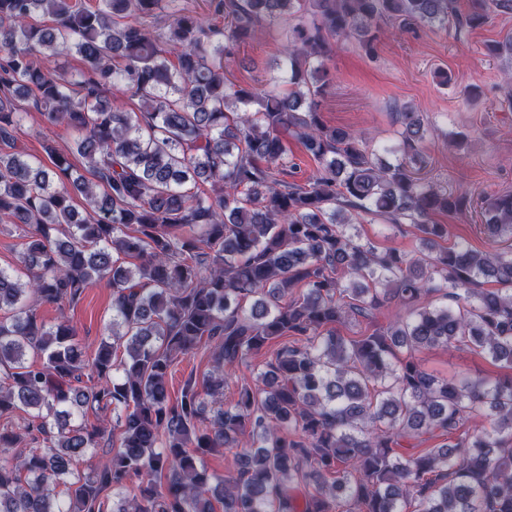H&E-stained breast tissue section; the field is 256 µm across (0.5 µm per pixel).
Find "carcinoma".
I'll return each mask as SVG.
<instances>
[{
  "instance_id": "1",
  "label": "carcinoma",
  "mask_w": 512,
  "mask_h": 512,
  "mask_svg": "<svg viewBox=\"0 0 512 512\" xmlns=\"http://www.w3.org/2000/svg\"><path fill=\"white\" fill-rule=\"evenodd\" d=\"M176 2L0 0V223L29 228L23 273L0 268V418L27 415L0 430V454L45 443L0 464V512H104L106 491L110 512H512V378L448 381L416 359L471 345L512 369V247L441 244L432 216L474 199L418 177L420 112L404 107L396 146L376 148L324 124L317 101L331 40L371 57L382 22L476 29L512 0H211L206 20ZM159 12L163 32L128 22ZM278 20L273 86L229 81L237 48ZM487 51L512 61V38ZM71 53L86 70L48 68ZM114 88L137 110L110 103ZM28 99L75 133L71 154L46 139V164L18 148ZM284 132L316 174L298 179ZM361 217L410 224L420 246L380 250ZM479 220L512 238V194L484 200ZM102 281L112 319L89 358L70 321L45 324L30 299L71 305ZM349 320L365 330L339 335ZM203 344L213 371L171 397L172 366ZM271 346L237 398L206 409ZM112 428L121 446L100 455ZM425 435L441 443L413 451ZM233 448L235 470L209 472L203 456ZM83 457L98 461L77 475Z\"/></svg>"
}]
</instances>
